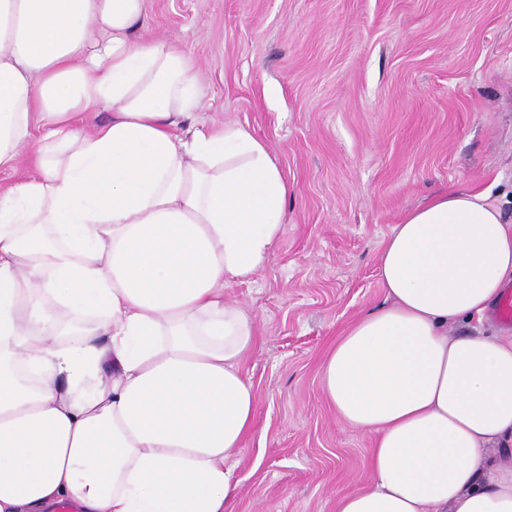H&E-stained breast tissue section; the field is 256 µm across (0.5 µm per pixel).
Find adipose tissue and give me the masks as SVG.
Segmentation results:
<instances>
[{
    "instance_id": "ef3b65f1",
    "label": "adipose tissue",
    "mask_w": 512,
    "mask_h": 512,
    "mask_svg": "<svg viewBox=\"0 0 512 512\" xmlns=\"http://www.w3.org/2000/svg\"><path fill=\"white\" fill-rule=\"evenodd\" d=\"M145 0H0V512H232L255 427V314L289 187L239 124L196 128L193 59L136 36ZM106 119L86 128L95 113ZM385 305L320 366L371 437L336 512H512V335L452 334L512 280V225L480 192L405 212Z\"/></svg>"
}]
</instances>
